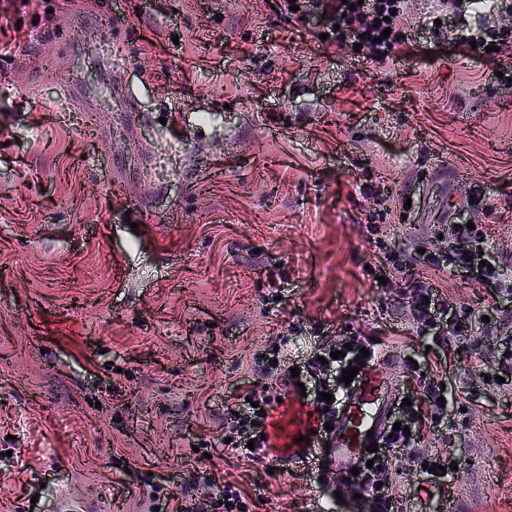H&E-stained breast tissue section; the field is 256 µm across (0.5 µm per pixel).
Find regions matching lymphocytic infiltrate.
Segmentation results:
<instances>
[{"mask_svg":"<svg viewBox=\"0 0 512 512\" xmlns=\"http://www.w3.org/2000/svg\"><path fill=\"white\" fill-rule=\"evenodd\" d=\"M282 13L297 9L299 16H322L333 31L328 40L329 46L336 50L353 47L361 43L367 60L378 62L380 56H395L396 52L406 51L414 54L417 46L413 39L403 35L396 21L391 20L392 11H404L406 0H363L362 6L349 9L342 0H278ZM449 14L455 19L452 35L438 33L439 43L451 45L453 50L465 53L476 62L487 59L486 42L481 34L472 32L463 20L461 0H447ZM482 236L481 229H468L467 226L449 227L448 261L467 273V282L473 288L497 287L508 291L512 289V280L505 279L499 266H482L480 258H468L467 250ZM409 314L422 330H436L440 335H467L469 322L467 315L450 308L442 293L433 285H421L409 307ZM426 381L422 391H406L409 403L400 407L397 419L403 427L386 438L383 446L374 452L373 466L360 471L363 481L361 490L369 497L373 512H394L395 505L387 489L379 488L380 473L397 474L403 463V450L413 439L421 437L424 429L435 428L444 417V409L439 401L440 392L434 387L435 378L446 377L448 372L447 356H435L425 361ZM273 397L266 391L249 390L246 401L237 405L234 417V436L231 445L247 459H255L256 452L267 445L266 420L273 409Z\"/></svg>","mask_w":512,"mask_h":512,"instance_id":"lymphocytic-infiltrate-1","label":"lymphocytic infiltrate"}]
</instances>
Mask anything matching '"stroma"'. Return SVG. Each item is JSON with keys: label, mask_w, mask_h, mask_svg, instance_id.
<instances>
[{"label": "stroma", "mask_w": 512, "mask_h": 512, "mask_svg": "<svg viewBox=\"0 0 512 512\" xmlns=\"http://www.w3.org/2000/svg\"><path fill=\"white\" fill-rule=\"evenodd\" d=\"M273 3L0 0L22 21L0 41L25 47L0 55V512H57L66 493L191 510L228 483L249 512H369L335 475L224 444L237 396L280 383L243 360L283 342L300 366L360 330L398 395L405 360L451 351L448 419L407 451L398 512H512L494 351L512 295L487 311L443 238L481 225L512 275V85L459 53L384 68L333 53L315 19ZM436 17L410 0L400 25L428 43ZM420 247L436 265L376 286L384 253ZM424 283L470 304V335L420 334L405 308ZM436 453L459 472L429 483L417 459ZM192 469L207 485L188 488Z\"/></svg>", "instance_id": "35a3bbf8"}]
</instances>
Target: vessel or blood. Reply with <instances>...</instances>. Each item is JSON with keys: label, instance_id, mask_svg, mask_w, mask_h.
I'll return each instance as SVG.
<instances>
[{"label": "vessel or blood", "instance_id": "vessel-or-blood-1", "mask_svg": "<svg viewBox=\"0 0 512 512\" xmlns=\"http://www.w3.org/2000/svg\"><path fill=\"white\" fill-rule=\"evenodd\" d=\"M392 407L383 370L379 363L367 362L336 414L333 432H323L318 414L304 397L289 393L287 409L276 410L271 418L265 456L273 461L284 456L296 460L327 446L339 477H350L364 459L367 447L381 442Z\"/></svg>", "mask_w": 512, "mask_h": 512}]
</instances>
